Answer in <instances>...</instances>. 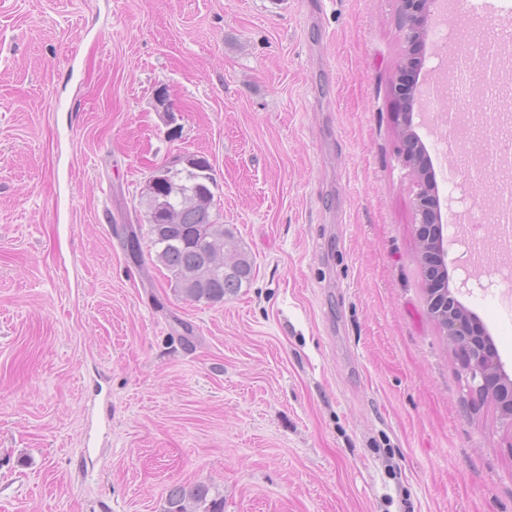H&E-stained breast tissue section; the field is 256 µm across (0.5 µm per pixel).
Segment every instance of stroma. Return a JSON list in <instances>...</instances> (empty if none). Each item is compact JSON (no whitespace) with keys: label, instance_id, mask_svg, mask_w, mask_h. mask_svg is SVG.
Masks as SVG:
<instances>
[{"label":"stroma","instance_id":"1","mask_svg":"<svg viewBox=\"0 0 512 512\" xmlns=\"http://www.w3.org/2000/svg\"><path fill=\"white\" fill-rule=\"evenodd\" d=\"M465 2L448 37L490 32L512 89V0ZM399 26L396 0H0V512L198 483L224 512H512V431L427 311ZM190 155L254 260L218 303L174 292L141 198ZM449 275L512 376V308Z\"/></svg>","mask_w":512,"mask_h":512}]
</instances>
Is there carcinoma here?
<instances>
[{
    "label": "carcinoma",
    "mask_w": 512,
    "mask_h": 512,
    "mask_svg": "<svg viewBox=\"0 0 512 512\" xmlns=\"http://www.w3.org/2000/svg\"><path fill=\"white\" fill-rule=\"evenodd\" d=\"M188 169H166L144 193L156 259L178 294L195 301L222 302L252 281L254 262L242 241L212 214L214 180L204 156L187 159ZM210 487H172L163 512H224L209 498Z\"/></svg>",
    "instance_id": "cac0c4a2"
}]
</instances>
